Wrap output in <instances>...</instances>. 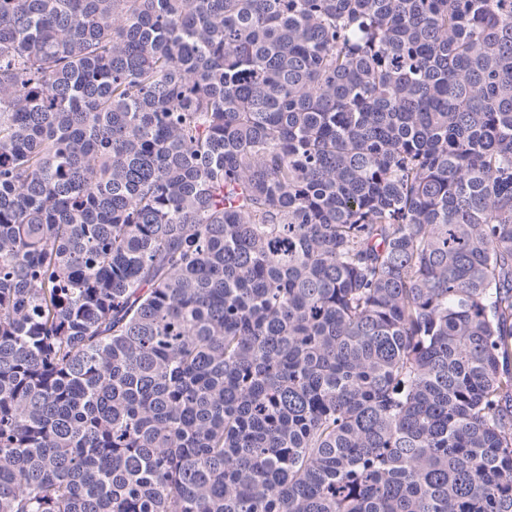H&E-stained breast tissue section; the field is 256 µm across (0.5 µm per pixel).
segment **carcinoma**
Listing matches in <instances>:
<instances>
[{"instance_id": "obj_1", "label": "carcinoma", "mask_w": 512, "mask_h": 512, "mask_svg": "<svg viewBox=\"0 0 512 512\" xmlns=\"http://www.w3.org/2000/svg\"><path fill=\"white\" fill-rule=\"evenodd\" d=\"M0 512H512V0H0Z\"/></svg>"}]
</instances>
